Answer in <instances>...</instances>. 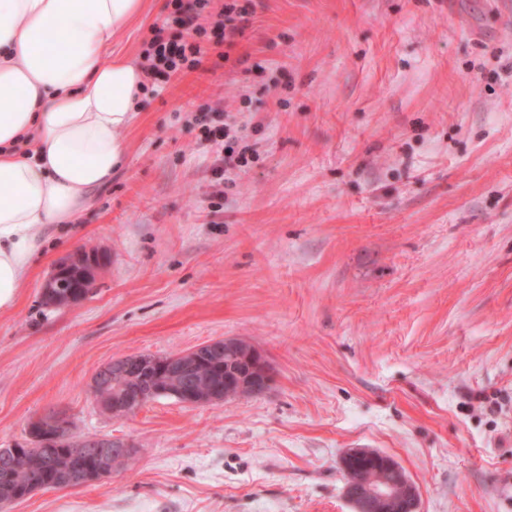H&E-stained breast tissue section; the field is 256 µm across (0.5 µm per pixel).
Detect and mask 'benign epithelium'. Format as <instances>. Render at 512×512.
Returning a JSON list of instances; mask_svg holds the SVG:
<instances>
[{
  "label": "benign epithelium",
  "instance_id": "1",
  "mask_svg": "<svg viewBox=\"0 0 512 512\" xmlns=\"http://www.w3.org/2000/svg\"><path fill=\"white\" fill-rule=\"evenodd\" d=\"M98 255L80 252L68 265L85 269L97 267ZM224 364V384H213L198 376L202 359ZM275 383V372L262 350L235 337L217 339L190 351L161 357L137 354L113 359L97 370L91 388L96 402L116 418L133 415L148 402L170 397L183 404L205 406L221 404L229 395L262 396ZM30 437L41 443L45 456L53 459L67 447L72 465L60 470L55 487L77 488L112 474V459L134 452L129 441L108 435L78 436L66 413L50 411L29 426ZM347 477L370 469L380 479L358 487L347 482L346 494L355 512H418L419 495L406 472L391 457L368 448H353L342 458ZM0 504L7 505L48 488V485L21 472H4Z\"/></svg>",
  "mask_w": 512,
  "mask_h": 512
}]
</instances>
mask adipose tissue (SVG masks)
Returning <instances> with one entry per match:
<instances>
[{
	"instance_id": "obj_1",
	"label": "adipose tissue",
	"mask_w": 512,
	"mask_h": 512,
	"mask_svg": "<svg viewBox=\"0 0 512 512\" xmlns=\"http://www.w3.org/2000/svg\"><path fill=\"white\" fill-rule=\"evenodd\" d=\"M146 0H0V312L128 154L146 82L112 44Z\"/></svg>"
}]
</instances>
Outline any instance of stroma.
<instances>
[{"label":"stroma","mask_w":512,"mask_h":512,"mask_svg":"<svg viewBox=\"0 0 512 512\" xmlns=\"http://www.w3.org/2000/svg\"><path fill=\"white\" fill-rule=\"evenodd\" d=\"M233 45L158 79L128 161L0 313V448L65 411L131 467L0 512H354L341 457L391 456L420 512H512V0H255ZM165 0L115 51L138 58ZM247 125L218 183L192 112ZM79 251L87 296L42 289ZM261 348V397H161L126 419L91 379L136 353Z\"/></svg>","instance_id":"1"}]
</instances>
